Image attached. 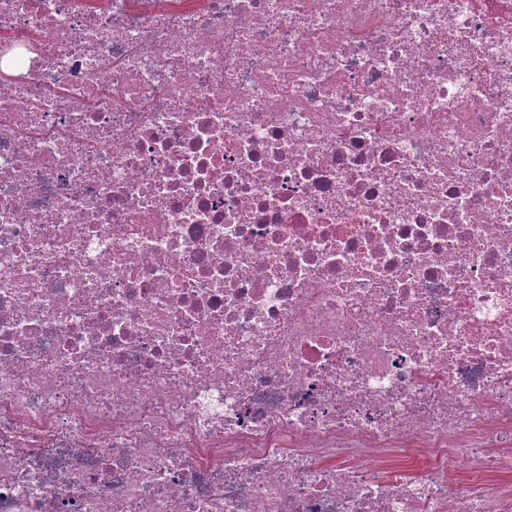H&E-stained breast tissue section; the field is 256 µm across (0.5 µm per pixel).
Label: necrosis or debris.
<instances>
[{"instance_id": "obj_1", "label": "necrosis or debris", "mask_w": 512, "mask_h": 512, "mask_svg": "<svg viewBox=\"0 0 512 512\" xmlns=\"http://www.w3.org/2000/svg\"><path fill=\"white\" fill-rule=\"evenodd\" d=\"M0 512H512V0H0Z\"/></svg>"}]
</instances>
